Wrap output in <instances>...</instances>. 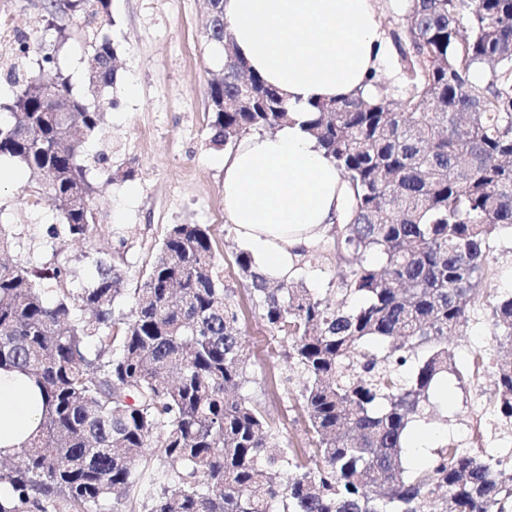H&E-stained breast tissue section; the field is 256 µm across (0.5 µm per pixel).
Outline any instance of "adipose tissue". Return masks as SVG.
<instances>
[{"instance_id":"obj_1","label":"adipose tissue","mask_w":512,"mask_h":512,"mask_svg":"<svg viewBox=\"0 0 512 512\" xmlns=\"http://www.w3.org/2000/svg\"><path fill=\"white\" fill-rule=\"evenodd\" d=\"M224 20L250 69L284 95L289 117L224 155V214L268 281L294 277L303 251L348 221L346 186L309 130L310 104L373 93L393 45L376 0H224ZM35 381L0 368V453L35 434Z\"/></svg>"}]
</instances>
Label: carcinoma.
<instances>
[{
  "label": "carcinoma",
  "mask_w": 512,
  "mask_h": 512,
  "mask_svg": "<svg viewBox=\"0 0 512 512\" xmlns=\"http://www.w3.org/2000/svg\"><path fill=\"white\" fill-rule=\"evenodd\" d=\"M94 49L86 76L115 84V46L93 27L110 0H82ZM207 40L224 50L208 88L211 141L288 120L282 93L252 72L208 0ZM401 94L312 104L310 130L353 190L335 226L336 303L276 288L247 251L243 287L286 342L312 448L285 443L242 393L251 369L239 304L215 272L209 228L174 224L126 312L122 270L105 258L79 293L63 264L0 261V367L41 387L35 435L0 455V512H125L156 442L163 482L148 512H512L501 459L450 445L412 470L404 435L448 372V336L491 297L492 243L512 234V0H409L389 33ZM46 111L36 72L12 66L13 111L0 157L40 173L68 237L86 239L95 187L83 158L104 113L73 93ZM377 255L379 266L367 262ZM54 294L49 301L41 283ZM364 303L346 307L349 298ZM497 344H512V295L492 303ZM494 413L512 429V360L497 363Z\"/></svg>",
  "instance_id": "1"
}]
</instances>
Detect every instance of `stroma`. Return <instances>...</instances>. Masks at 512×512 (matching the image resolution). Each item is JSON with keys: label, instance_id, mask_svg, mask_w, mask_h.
Masks as SVG:
<instances>
[{"label": "stroma", "instance_id": "obj_1", "mask_svg": "<svg viewBox=\"0 0 512 512\" xmlns=\"http://www.w3.org/2000/svg\"><path fill=\"white\" fill-rule=\"evenodd\" d=\"M46 0H0V16L15 24L38 46L22 66L38 67L39 51L55 52L74 92L106 114L105 132L86 144L88 154H106L112 169L134 168L126 181L92 172L91 206L97 222L83 241L51 237L57 212L37 199L36 176L12 163L14 179L0 181V224L15 233L13 258L33 267L62 263L74 273L73 287L91 274L88 254H112L125 273L129 291L140 284L167 232L174 224L209 226L215 263L225 287L235 291L240 325L250 355L252 381L244 388L283 436L298 448L309 447L299 409L293 406L303 381L287 377L280 338L272 336L243 287L235 263L243 250L224 215V150L211 142L208 84L221 75L223 54L206 38L205 0H111L103 31L117 48V81L88 93L85 74L92 50L72 21L50 14ZM321 260L297 266L296 277L315 296L336 297L337 268L332 237L318 245ZM488 304L478 305L462 335L451 337L452 366L430 392L425 420L412 422L405 439V464L416 467L453 442L464 448L512 449V436L495 427L490 398L497 359L512 352L498 346ZM485 361L474 366L476 353Z\"/></svg>", "mask_w": 512, "mask_h": 512}]
</instances>
